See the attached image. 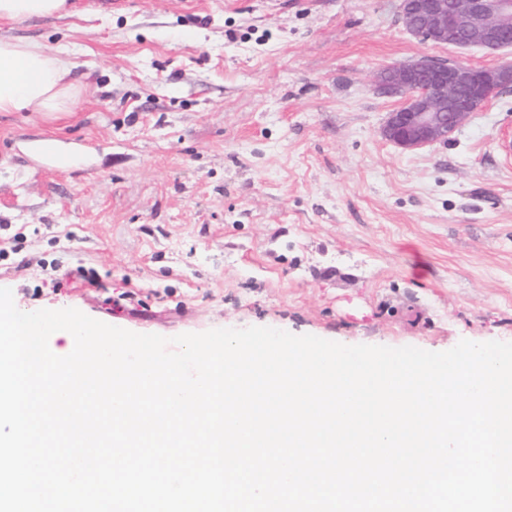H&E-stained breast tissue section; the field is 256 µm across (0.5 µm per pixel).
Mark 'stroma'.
<instances>
[{"label": "stroma", "instance_id": "obj_1", "mask_svg": "<svg viewBox=\"0 0 512 512\" xmlns=\"http://www.w3.org/2000/svg\"><path fill=\"white\" fill-rule=\"evenodd\" d=\"M0 36L66 47L58 120L0 112V288L172 338L267 326L441 352L512 342V90L444 143L381 135L371 81L435 45L399 0H72ZM76 151L59 167L31 144Z\"/></svg>", "mask_w": 512, "mask_h": 512}]
</instances>
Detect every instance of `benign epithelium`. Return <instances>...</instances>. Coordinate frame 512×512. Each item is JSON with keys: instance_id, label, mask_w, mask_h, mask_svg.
I'll return each instance as SVG.
<instances>
[{"instance_id": "7a95c632", "label": "benign epithelium", "mask_w": 512, "mask_h": 512, "mask_svg": "<svg viewBox=\"0 0 512 512\" xmlns=\"http://www.w3.org/2000/svg\"><path fill=\"white\" fill-rule=\"evenodd\" d=\"M407 31L426 42L478 46L496 52L512 47V0H400ZM375 91L398 97L388 113L384 138L404 150L445 142L469 116L512 87V68H473L421 60L390 67L373 79Z\"/></svg>"}]
</instances>
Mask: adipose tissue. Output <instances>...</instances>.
Masks as SVG:
<instances>
[{"label": "adipose tissue", "instance_id": "ef3b65f1", "mask_svg": "<svg viewBox=\"0 0 512 512\" xmlns=\"http://www.w3.org/2000/svg\"><path fill=\"white\" fill-rule=\"evenodd\" d=\"M70 0H0V21H31L70 14ZM70 52L38 42L0 37V112L56 116L76 101Z\"/></svg>", "mask_w": 512, "mask_h": 512}]
</instances>
